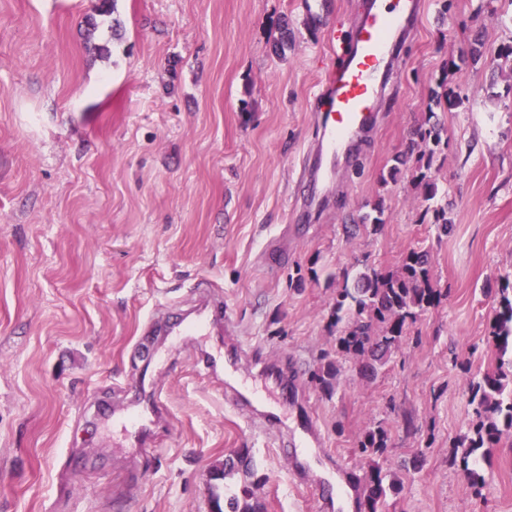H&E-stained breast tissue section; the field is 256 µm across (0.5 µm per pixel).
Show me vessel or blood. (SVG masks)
<instances>
[{
  "label": "vessel or blood",
  "mask_w": 512,
  "mask_h": 512,
  "mask_svg": "<svg viewBox=\"0 0 512 512\" xmlns=\"http://www.w3.org/2000/svg\"><path fill=\"white\" fill-rule=\"evenodd\" d=\"M424 14L423 0H362L361 13L347 30L331 37L330 62L313 97L318 116V144L301 178L304 207L322 203L354 146L369 137L380 122L375 99L389 85L391 60L400 39L411 36ZM224 303L212 297L202 317H186L169 328L170 335H204L209 323L223 319ZM224 402L245 416L248 424L268 431L281 430L276 406L253 407L254 395L245 386L225 383ZM126 424L136 446H146L151 422L143 414L129 413Z\"/></svg>",
  "instance_id": "obj_1"
}]
</instances>
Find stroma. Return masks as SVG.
<instances>
[{
    "label": "stroma",
    "mask_w": 512,
    "mask_h": 512,
    "mask_svg": "<svg viewBox=\"0 0 512 512\" xmlns=\"http://www.w3.org/2000/svg\"><path fill=\"white\" fill-rule=\"evenodd\" d=\"M99 4L0 0V512H211L210 473L239 452L263 512H323L316 482L335 459L361 488L357 442L377 423L403 481L386 512H512V429L480 458L481 489L455 448L474 419L469 381L499 365L487 328L512 282V5L455 0L444 17L426 0L378 129L294 222L328 35L358 0H115L109 21ZM443 79L460 102L430 112ZM430 113L448 138L434 164L445 233L409 171L381 180ZM378 201L381 230L348 232ZM413 249L430 254L440 304L375 379L344 357L322 392L311 376L336 351L344 273L396 269ZM204 280L226 330L166 351L147 320L188 308ZM229 336L287 363L284 423L306 414L317 431L297 451L304 481L225 405L204 357L223 361ZM140 387L160 396L148 449L112 422Z\"/></svg>",
    "instance_id": "1"
}]
</instances>
